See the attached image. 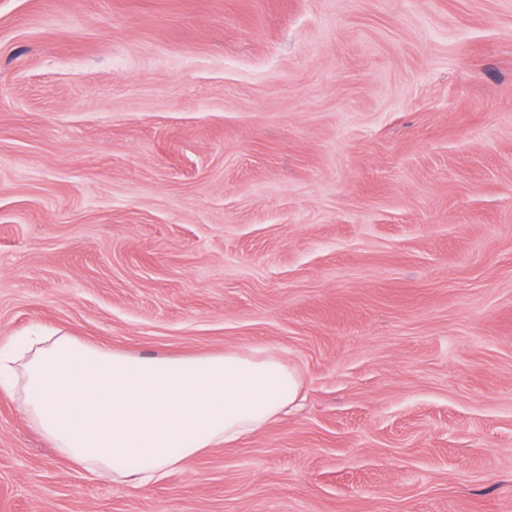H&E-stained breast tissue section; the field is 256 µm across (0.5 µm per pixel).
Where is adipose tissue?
<instances>
[{"mask_svg": "<svg viewBox=\"0 0 512 512\" xmlns=\"http://www.w3.org/2000/svg\"><path fill=\"white\" fill-rule=\"evenodd\" d=\"M300 388L296 370L260 349L143 357L66 335L0 346V390L19 396L41 434L134 488L275 421Z\"/></svg>", "mask_w": 512, "mask_h": 512, "instance_id": "ef3b65f1", "label": "adipose tissue"}]
</instances>
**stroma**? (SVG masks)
<instances>
[{
  "mask_svg": "<svg viewBox=\"0 0 512 512\" xmlns=\"http://www.w3.org/2000/svg\"><path fill=\"white\" fill-rule=\"evenodd\" d=\"M34 327L301 395L134 489L1 392L0 512H512V0H0Z\"/></svg>",
  "mask_w": 512,
  "mask_h": 512,
  "instance_id": "stroma-1",
  "label": "stroma"
}]
</instances>
